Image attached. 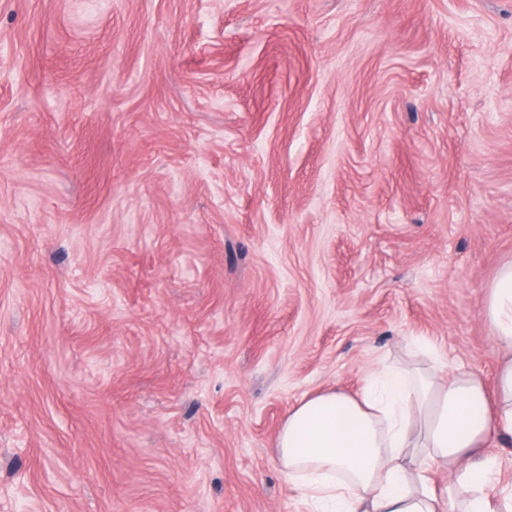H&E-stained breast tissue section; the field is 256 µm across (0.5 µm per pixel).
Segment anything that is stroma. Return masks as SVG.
Wrapping results in <instances>:
<instances>
[{
  "mask_svg": "<svg viewBox=\"0 0 512 512\" xmlns=\"http://www.w3.org/2000/svg\"><path fill=\"white\" fill-rule=\"evenodd\" d=\"M512 0H0V512H307L289 411L493 389Z\"/></svg>",
  "mask_w": 512,
  "mask_h": 512,
  "instance_id": "35a3bbf8",
  "label": "stroma"
}]
</instances>
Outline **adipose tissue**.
Masks as SVG:
<instances>
[{"label": "adipose tissue", "instance_id": "1", "mask_svg": "<svg viewBox=\"0 0 512 512\" xmlns=\"http://www.w3.org/2000/svg\"><path fill=\"white\" fill-rule=\"evenodd\" d=\"M485 316L501 353L494 395L472 374L439 381L386 366L359 397L323 393L289 411L275 448L316 512H456L431 484L435 467L471 486L465 512H499L496 462L481 449L512 435V263L491 284Z\"/></svg>", "mask_w": 512, "mask_h": 512}]
</instances>
